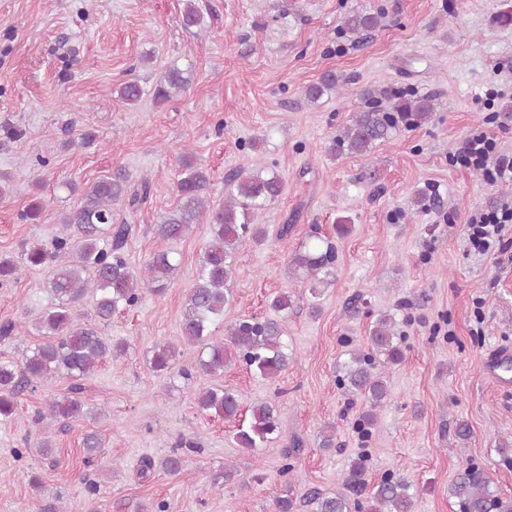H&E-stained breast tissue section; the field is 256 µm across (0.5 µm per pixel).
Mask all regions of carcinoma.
Returning a JSON list of instances; mask_svg holds the SVG:
<instances>
[{
  "mask_svg": "<svg viewBox=\"0 0 512 512\" xmlns=\"http://www.w3.org/2000/svg\"><path fill=\"white\" fill-rule=\"evenodd\" d=\"M186 6L179 22L187 30L205 28V17L196 0H185ZM382 18V13L370 11L348 12L342 21L343 32L369 36ZM342 77L332 71L323 74L316 83L302 90L304 98L315 103L335 91ZM190 71L171 65L153 89L154 100L166 103L179 96L189 85ZM120 98L132 105L140 102L145 89L140 80L125 82L119 90ZM367 106L354 113L350 123L331 139L327 152L333 157L343 154H367L376 145L390 139L401 126L420 127L433 121L436 105L429 95L385 90L376 96V90L365 93ZM177 181V207L161 217L155 225L156 234L164 240L182 238L190 227L201 221L209 224L211 237L203 250L195 283L187 294V305L181 323L183 341L199 347L194 369L178 363L180 351L175 344L157 347L151 366L162 374H176L190 378L193 373L214 378L224 375L232 364L242 366L250 374L262 379H273L288 369L293 356L282 341L283 331L277 319L243 317L231 323L226 340H213L212 327L224 322V308L233 300L231 282L236 271V253L247 242L261 244L268 238L265 225L256 217L266 206L283 193L284 183L271 169L266 173L232 171L225 178L228 197L224 203H207L209 177L201 168L184 157ZM129 174L118 167L111 174L88 187L70 213L62 219L63 233L54 238L52 250L31 246L21 252L30 268L50 269L47 287L57 304L48 309L38 321L42 341L28 350L21 364L0 361V421L9 420L15 413L18 396L37 385L55 378L72 380L69 393L62 399L50 401L46 410L35 413V421L59 423L79 421L87 417L80 381L94 371L97 364L109 355L125 351L120 344H112L93 328L81 327L73 320L71 304L89 294L93 298L95 315L107 322L116 313L137 306L150 290L162 294L171 281L178 263L169 251L153 253L146 263V275L138 282L128 266L124 245L129 235L127 224H114L113 205L127 195ZM72 254L65 265H54L61 254ZM336 245L313 232L308 242L299 247L287 264L291 279L309 283L311 298L320 296L318 285L330 283L334 277ZM303 299V295L282 291L269 299V308L288 314ZM406 336L398 330L391 314L378 315L369 325L367 350L356 352L339 365L337 388L352 399H362L369 406L354 423L361 443L372 437L377 410L389 399L385 370L401 364L405 358ZM198 411L207 416L235 423L233 438L248 453H254L278 438L282 431L278 407L261 402L243 413L237 391L222 385L204 388L198 394ZM86 448L84 464L97 463L99 437L88 433L83 440ZM302 451V442L292 441V447L282 452L279 475L284 478L286 493L276 500L277 512H414L416 493L405 477L390 471L371 484L367 478L368 457L361 455L351 460L343 479L344 490L336 493L309 489L294 496L293 484L297 473L295 459ZM182 454L172 452L156 463L150 458L142 461L141 472L146 475L155 465L170 474L182 468ZM448 496L454 500L458 512H512V500L498 495L492 479L478 463H469L448 485Z\"/></svg>",
  "mask_w": 512,
  "mask_h": 512,
  "instance_id": "1",
  "label": "carcinoma"
}]
</instances>
